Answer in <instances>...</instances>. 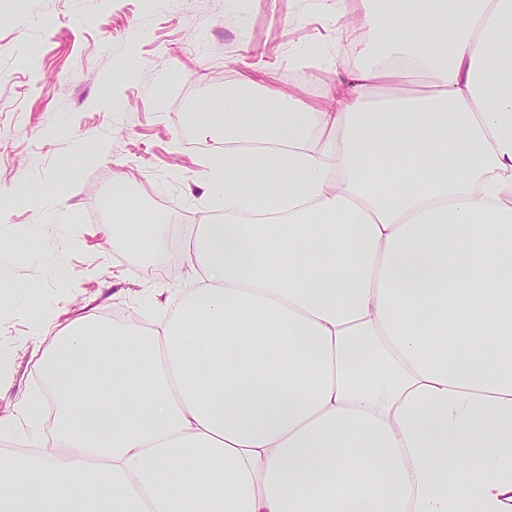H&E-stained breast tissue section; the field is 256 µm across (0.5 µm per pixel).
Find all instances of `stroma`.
I'll use <instances>...</instances> for the list:
<instances>
[{
    "label": "stroma",
    "instance_id": "1",
    "mask_svg": "<svg viewBox=\"0 0 512 512\" xmlns=\"http://www.w3.org/2000/svg\"><path fill=\"white\" fill-rule=\"evenodd\" d=\"M315 2L0 0V452L38 453L53 427L17 411L28 396L55 402L32 365L49 342L36 323H150L185 288L177 248L120 251L112 225L223 217L213 142L186 112L205 118L217 88L246 76L311 99L333 84L310 65L336 38Z\"/></svg>",
    "mask_w": 512,
    "mask_h": 512
}]
</instances>
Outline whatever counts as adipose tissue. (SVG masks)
I'll return each instance as SVG.
<instances>
[{
	"mask_svg": "<svg viewBox=\"0 0 512 512\" xmlns=\"http://www.w3.org/2000/svg\"><path fill=\"white\" fill-rule=\"evenodd\" d=\"M333 8L322 100L199 122L224 219L172 311L34 357L53 445L0 455V512H512V0Z\"/></svg>",
	"mask_w": 512,
	"mask_h": 512,
	"instance_id": "ef3b65f1",
	"label": "adipose tissue"
}]
</instances>
